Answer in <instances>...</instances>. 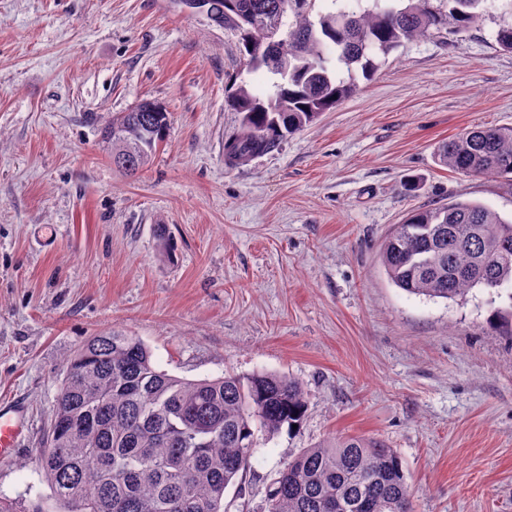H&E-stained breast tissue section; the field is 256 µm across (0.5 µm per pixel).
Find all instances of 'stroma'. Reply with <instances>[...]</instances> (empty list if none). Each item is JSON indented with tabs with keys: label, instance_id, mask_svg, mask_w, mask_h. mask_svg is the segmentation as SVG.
I'll return each instance as SVG.
<instances>
[{
	"label": "stroma",
	"instance_id": "35a3bbf8",
	"mask_svg": "<svg viewBox=\"0 0 512 512\" xmlns=\"http://www.w3.org/2000/svg\"><path fill=\"white\" fill-rule=\"evenodd\" d=\"M511 21L497 6L465 34L405 43L335 110L231 167L233 31L174 0H0V404L26 414L0 498L58 512L41 442L67 360L114 329L179 378L302 383L300 429L259 437L226 512H265L278 472L341 434L396 450L413 512H512V338L489 323L512 301L409 294L380 258L415 209L512 217L511 181L435 159L463 129L512 125V54L494 38ZM144 100L170 132L130 178L102 132Z\"/></svg>",
	"mask_w": 512,
	"mask_h": 512
}]
</instances>
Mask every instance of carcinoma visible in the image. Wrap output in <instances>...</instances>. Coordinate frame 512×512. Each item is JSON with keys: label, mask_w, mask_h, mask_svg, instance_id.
Listing matches in <instances>:
<instances>
[{"label": "carcinoma", "mask_w": 512, "mask_h": 512, "mask_svg": "<svg viewBox=\"0 0 512 512\" xmlns=\"http://www.w3.org/2000/svg\"><path fill=\"white\" fill-rule=\"evenodd\" d=\"M211 0L212 21L235 31L246 71H265L271 89L242 81L226 106L241 115L224 160L243 165L336 109L404 42L462 33L488 0ZM120 143L103 138L134 178L166 141L167 110L142 102L112 120ZM438 163L463 175L512 177V126L470 128L442 142ZM381 262L401 290L459 301L470 290L512 286V220L478 203L413 211L386 240ZM511 304L491 322L512 336ZM302 384L257 372L186 380L157 369L135 336L105 330L69 359L52 434L39 453L63 512H224L225 490L251 468L256 432L302 424ZM0 512H45L40 501L0 500ZM267 512H412L400 456L375 437L332 436L302 450L273 479Z\"/></svg>", "instance_id": "1"}]
</instances>
